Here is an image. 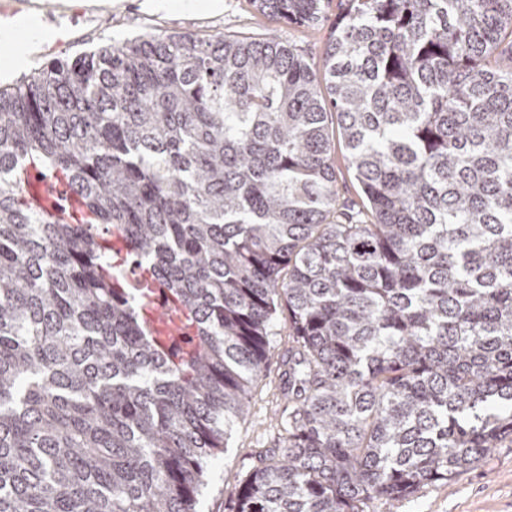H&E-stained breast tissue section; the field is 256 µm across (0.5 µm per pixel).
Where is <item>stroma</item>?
<instances>
[{"label": "stroma", "mask_w": 512, "mask_h": 512, "mask_svg": "<svg viewBox=\"0 0 512 512\" xmlns=\"http://www.w3.org/2000/svg\"><path fill=\"white\" fill-rule=\"evenodd\" d=\"M55 5L61 22L75 24L79 39L56 48L49 55H35V66L53 58H75L108 41H122L144 30L192 32L202 37L224 33H277L282 39L306 50L310 61H318L322 46L332 31L331 21L312 28H291L281 20L261 15L250 0H111L104 7L108 20L97 24L96 9L86 0H48ZM274 351L254 383L249 409L239 422L230 446L208 472L207 485L198 503L199 512H229L230 494L240 476L259 464L258 449L276 447L281 439V415L288 407L281 399L279 350L288 342V316L274 321ZM376 512H512V444L503 443L456 478L426 487L413 497L391 504H376Z\"/></svg>", "instance_id": "1"}]
</instances>
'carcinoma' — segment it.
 Wrapping results in <instances>:
<instances>
[{
    "label": "carcinoma",
    "instance_id": "1",
    "mask_svg": "<svg viewBox=\"0 0 512 512\" xmlns=\"http://www.w3.org/2000/svg\"><path fill=\"white\" fill-rule=\"evenodd\" d=\"M280 311L281 450L231 512H375L512 442V0H338L320 73L147 31L0 88V512H198ZM334 157L336 162L337 186L341 199L357 203L363 207V197L360 186L355 179L354 172L348 167L345 159L347 152L343 141L338 136L334 141ZM26 190L29 199L48 209H53L58 204L57 200L61 198L63 192L61 187L52 186L49 182L37 177L35 173L29 175Z\"/></svg>",
    "mask_w": 512,
    "mask_h": 512
}]
</instances>
